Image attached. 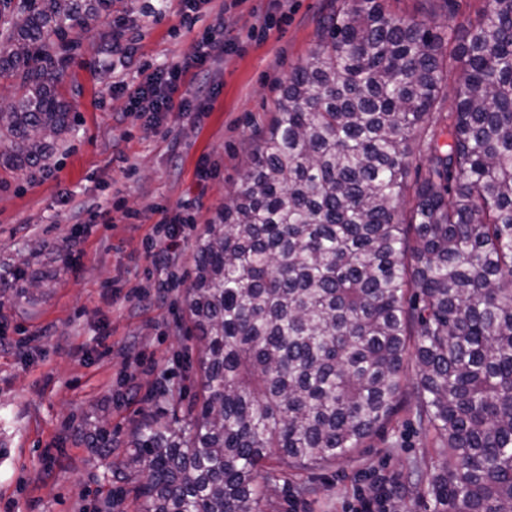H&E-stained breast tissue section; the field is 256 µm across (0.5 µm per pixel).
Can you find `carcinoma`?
<instances>
[{"label":"carcinoma","instance_id":"cac0c4a2","mask_svg":"<svg viewBox=\"0 0 512 512\" xmlns=\"http://www.w3.org/2000/svg\"><path fill=\"white\" fill-rule=\"evenodd\" d=\"M462 30L348 0L289 75L197 240L186 308L202 399L134 431L141 512H262L265 486L414 419L432 512H512V0ZM112 0H0V160L71 129L50 51ZM424 155L402 216L411 145Z\"/></svg>","mask_w":512,"mask_h":512}]
</instances>
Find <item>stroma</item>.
I'll use <instances>...</instances> for the list:
<instances>
[{
    "mask_svg": "<svg viewBox=\"0 0 512 512\" xmlns=\"http://www.w3.org/2000/svg\"><path fill=\"white\" fill-rule=\"evenodd\" d=\"M225 0H201L186 32L183 0H112L110 13L75 27L62 58L59 92L72 121L43 166L0 165V512H140L121 474L138 424L159 415L168 394L201 393L197 338L184 305L195 244L246 168L292 69L318 40L337 0H237L234 47L211 73L210 112L171 113L156 126L127 111L124 85L140 63L160 66L188 52L215 24ZM484 0H386L394 16L431 26L475 18ZM286 9V22L261 28ZM134 39L136 54L111 51ZM111 210V226L71 221L74 204ZM193 220L166 273L146 258L165 246L159 207ZM167 291L159 293L158 280ZM104 426L111 451L95 448ZM436 452L411 412L367 440L353 457L279 475L263 512H355L382 487L384 512H431L420 492Z\"/></svg>",
    "mask_w": 512,
    "mask_h": 512,
    "instance_id": "1",
    "label": "stroma"
}]
</instances>
